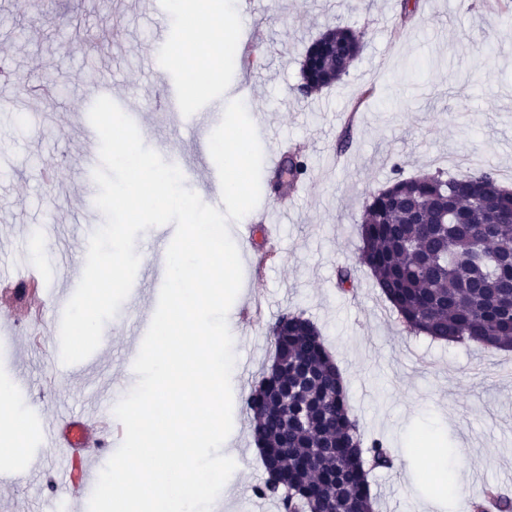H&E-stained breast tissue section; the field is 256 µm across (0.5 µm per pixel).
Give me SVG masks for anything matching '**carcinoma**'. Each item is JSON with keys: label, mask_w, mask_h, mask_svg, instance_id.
Instances as JSON below:
<instances>
[{"label": "carcinoma", "mask_w": 512, "mask_h": 512, "mask_svg": "<svg viewBox=\"0 0 512 512\" xmlns=\"http://www.w3.org/2000/svg\"><path fill=\"white\" fill-rule=\"evenodd\" d=\"M366 32L328 27L306 48L296 92L308 97L349 74ZM307 171L297 154L279 173ZM357 263L411 333L487 349H512V190L492 168L462 177L440 172L395 177L365 203ZM277 366L243 397L266 479L260 498L281 512H374L371 468L390 469L384 440L365 441L320 330L285 312L268 326ZM497 512L512 495L489 488Z\"/></svg>", "instance_id": "1"}]
</instances>
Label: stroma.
<instances>
[{
	"instance_id": "35a3bbf8",
	"label": "stroma",
	"mask_w": 512,
	"mask_h": 512,
	"mask_svg": "<svg viewBox=\"0 0 512 512\" xmlns=\"http://www.w3.org/2000/svg\"><path fill=\"white\" fill-rule=\"evenodd\" d=\"M406 4L411 14H403ZM253 8L252 65L224 68L222 82L191 95L182 62L156 52L158 29L192 31L169 0H39L26 13L0 0V56L12 68L0 77V252L38 266L47 290L81 277L86 230L104 216L85 203L79 106L107 96L124 113H145V146L164 161L180 158L190 169L186 187L203 196L218 172L211 131L196 115L223 102L225 85L249 81L244 104L264 155L299 152L308 171L288 200L262 186L260 206L287 205L281 224L243 241L237 222L228 223L243 267L227 315L237 468L227 482L231 498L215 512L259 504L280 512L254 493L266 472L242 398L272 361L267 324L284 312L319 328L364 439H384L396 451L393 468L368 476L375 512H459L480 486L512 490V379L499 373L512 352L407 333L356 261L365 201L397 174L394 165L405 178L491 167L512 188V0H255ZM339 23L365 30L361 55L340 83L299 96L306 46ZM34 81L49 85L50 96L27 99ZM49 164L60 171L57 183L43 177ZM271 248L275 257L257 268ZM62 250L71 257L65 266L56 259ZM341 266L351 268L356 293L341 288ZM152 288L147 267L139 305L121 304L90 366L62 364L59 326L32 339L20 313L32 293L17 298V313L0 307V387L28 423L24 453L0 451V512H53L38 426L78 419L129 392L126 357L141 342ZM422 436L451 445L450 496L431 488L417 449Z\"/></svg>"
}]
</instances>
